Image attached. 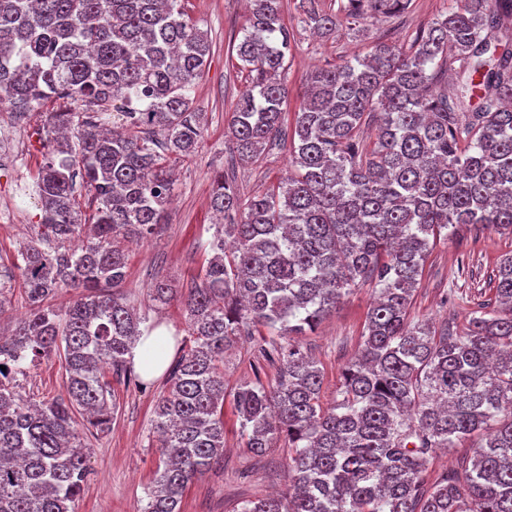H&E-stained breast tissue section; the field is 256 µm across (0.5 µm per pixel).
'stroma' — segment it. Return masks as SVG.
Listing matches in <instances>:
<instances>
[{
  "mask_svg": "<svg viewBox=\"0 0 512 512\" xmlns=\"http://www.w3.org/2000/svg\"><path fill=\"white\" fill-rule=\"evenodd\" d=\"M463 0H410L403 14L376 15L360 25L340 21L335 35L322 37L301 26L299 0H283L282 20L295 41L285 63L288 72L287 114L303 100L307 74L317 66L362 56L376 41L410 45L416 34L439 16L462 7ZM186 10L207 30L211 41L208 64L197 79L194 107L204 118L196 153L175 164L176 182L168 208L169 222L149 240L128 248L126 278L118 295L158 326L165 335H185L186 315L179 304L156 311L148 293L158 279L173 278L188 285L197 281L210 252L214 232L211 179L217 172L229 177L242 197H250L288 174V145L279 142L248 166L236 165L224 136L232 109L247 86L232 45L246 24L243 0H186ZM37 112L0 110V127L14 129L20 139L15 156L0 162V208L14 212L11 223H0V259L13 261L20 245L34 236L41 211L34 184L43 161L37 130ZM512 252V236L489 224H472L448 241L437 244L424 267L412 314L429 320L437 329L459 330L468 314L486 307L494 297L495 275L501 257ZM374 300V285L356 286L336 312L327 315L314 333L303 337L305 350L324 371V401L332 403L344 365L362 341L367 311ZM254 343L240 340L224 357L229 388L261 379L272 385L275 368L254 374ZM65 371L59 358L41 360L19 384L35 399H49L63 390ZM168 388L167 376L143 378L139 384H114L118 409L107 432L88 439L91 474L77 512H143L147 489L160 463L152 420L159 397ZM287 442L262 456L248 452L241 437L232 402L224 404V457L192 482L181 512H241L250 500L267 497L285 486Z\"/></svg>",
  "mask_w": 512,
  "mask_h": 512,
  "instance_id": "35a3bbf8",
  "label": "stroma"
}]
</instances>
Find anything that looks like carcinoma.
<instances>
[{"label": "carcinoma", "mask_w": 512, "mask_h": 512, "mask_svg": "<svg viewBox=\"0 0 512 512\" xmlns=\"http://www.w3.org/2000/svg\"><path fill=\"white\" fill-rule=\"evenodd\" d=\"M247 2L235 51L248 85L225 133L240 164L284 133L293 37L281 0ZM322 2L299 7L329 37L340 13L356 23L409 0ZM511 12L512 0H464L407 51L377 42L312 70L294 113V173L246 200L214 177L224 223L199 283L150 288L156 308L182 306L188 329L154 410L162 460L144 512H181L189 484L224 455V352L234 340L260 327L304 336L368 279L378 296L333 404L299 342L257 344L254 369L277 366V384L240 385L234 407L250 452L288 441L287 492L241 512H512V256L499 262L495 308L470 313L461 332L438 333L410 311L437 242L466 224L512 234V42L496 65L486 60ZM210 52L184 0H0V96L19 112L65 101L39 132L36 238L0 264V315L17 288L26 308L0 336V512H76L90 448L75 417L92 436L109 428L117 403L102 370L132 378L126 354L146 322L112 292L127 273L121 242L167 223L172 163L202 136L192 92ZM446 75L459 78L452 97L432 89ZM366 119L379 123L372 148L357 135ZM60 288L81 295L56 309L48 300ZM53 354L63 393L36 401L17 375ZM475 436L456 472L424 482L434 449Z\"/></svg>", "instance_id": "obj_1"}]
</instances>
